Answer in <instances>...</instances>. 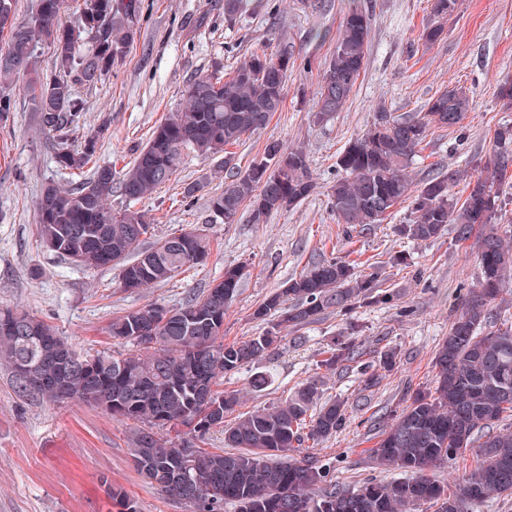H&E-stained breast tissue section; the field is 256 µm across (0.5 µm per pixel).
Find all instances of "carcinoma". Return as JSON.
Instances as JSON below:
<instances>
[{
	"mask_svg": "<svg viewBox=\"0 0 512 512\" xmlns=\"http://www.w3.org/2000/svg\"><path fill=\"white\" fill-rule=\"evenodd\" d=\"M63 0H38L24 20L16 0H0V83L36 70L38 41L51 39L54 70L36 74L26 87L42 129L52 137L58 164L80 168L96 152L95 138L74 149L69 132L85 109L72 84L94 86L126 56L139 31L141 0H82L78 22L61 20ZM369 36V15L350 11L342 20L336 48L319 90L320 111L337 112L360 76ZM292 53H255L233 75L200 74L181 90L183 107L153 131L148 144L118 175L99 166L81 186L62 190L47 184L37 202L35 221L43 247L83 270L120 268L123 287L152 288L176 277L184 267L204 264L210 239L198 230L163 239L145 248L144 214L109 206L114 191L129 201L148 198L170 180L186 151L224 154L230 182L210 197L212 217L235 222L244 201L253 223L306 200L315 189L307 154L283 153L269 143L265 159L247 172L235 171L226 147L264 126L282 106ZM470 108L466 90L448 88L431 98L421 116H394L381 108L372 126L352 140L338 159L345 176L331 186L338 223L348 228L381 224L400 204L407 215L398 233L416 241L438 238L455 225L456 238H476L481 267L478 286L467 292L435 354L433 389L418 390L411 403L380 434L369 456L396 466L404 476L367 479L352 491L330 479L331 467L316 456L292 453L311 441L326 440L347 422L337 400L313 410L318 384L310 380L283 403L249 412L230 428L224 415L239 404L217 389V379L268 355L284 340L282 328L315 322L329 308L349 312L357 303L390 305L394 295L378 287L371 274L346 260H322L288 281L255 308L253 318L271 323L260 336L224 342V307L233 299L245 267L229 265L224 277L177 308L149 304L112 318L108 333L131 345L121 351L81 355L45 321L23 314L24 333L9 322L16 314L0 310V364L10 368L20 391L58 402L54 384L68 400L95 407L113 419L136 424L132 455L142 477L174 498L172 477L184 441L194 444L189 459L190 489L199 493L194 512H469L473 505L512 497V321L491 303L512 276V244L497 224L505 204L500 185L512 168V129L497 131L486 174L467 183L459 201L451 185L467 172L413 182L412 158L433 126L453 128ZM355 344L329 345L319 367L334 371L354 358ZM72 364H65V360ZM35 367L40 384L17 375L22 361ZM216 428L224 429L227 452L200 446ZM468 448L477 465L450 490L433 476L440 464ZM288 483V504L279 484ZM318 495H312V490Z\"/></svg>",
	"mask_w": 512,
	"mask_h": 512,
	"instance_id": "obj_1",
	"label": "carcinoma"
}]
</instances>
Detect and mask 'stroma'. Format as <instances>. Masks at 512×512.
Returning a JSON list of instances; mask_svg holds the SVG:
<instances>
[{
    "instance_id": "stroma-1",
    "label": "stroma",
    "mask_w": 512,
    "mask_h": 512,
    "mask_svg": "<svg viewBox=\"0 0 512 512\" xmlns=\"http://www.w3.org/2000/svg\"><path fill=\"white\" fill-rule=\"evenodd\" d=\"M366 11L370 33L360 77L343 108L320 116L317 90L335 51L343 17ZM435 20L430 0H243L240 11L224 14V0H142L140 32L112 74L96 86L74 85L86 104L85 121L69 139L80 145L96 137V154L82 169L60 167L37 112L14 81L15 112L0 123V308L39 317L78 350L118 349L108 327L114 316L151 303L180 306L223 276L225 266L243 264L247 276L224 315V340L261 335L266 322L252 312L274 289L323 259H362L375 268L380 287L394 291L393 305L354 309L345 318L330 308L299 329L285 328L279 350L227 374L224 391L240 397V412L284 402L302 383L315 379L323 400L348 404L346 426L318 445L341 488L366 479L401 477L381 467L367 450L378 432L410 403L417 389L432 385V359L447 336L454 310L480 278L477 250L455 232L428 242L400 236L396 227L407 207L397 206L383 223L346 228L336 221L330 187L346 144L364 134L378 109L413 115L445 88L463 86L472 105L462 130L431 128L424 149L410 167L415 181L455 170L478 174L488 161L494 134L512 126V107L499 97L512 81V0H458L439 20L442 35L423 36ZM293 51L283 104L269 123L232 148L237 172L265 157L268 143L303 148L316 188L296 208L273 214L264 224L250 221L242 206L235 223L211 220L208 201L224 188L219 158L186 153L169 185L134 202L152 227L148 242L186 229L211 240L208 261L147 290L123 288L120 271L78 269L46 251L39 240L35 209L46 184L71 189L96 166L122 169L154 128L182 105L185 81L199 74L229 76L251 53ZM200 187L188 198V184ZM403 256L402 264L390 255ZM360 331L350 334V322ZM354 338L363 355L330 372L318 363L328 344ZM392 350L397 364L381 372L376 386L362 383L363 366ZM267 374L262 390L251 381ZM133 423L112 420L83 403H54L19 395L10 371L0 365V512H117L107 492L120 485L137 512H193L146 484L133 465Z\"/></svg>"
}]
</instances>
